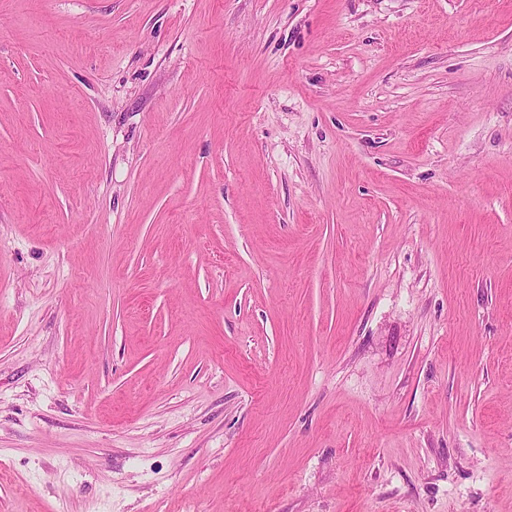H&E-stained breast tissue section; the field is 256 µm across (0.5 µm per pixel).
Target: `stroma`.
Returning a JSON list of instances; mask_svg holds the SVG:
<instances>
[{
	"label": "stroma",
	"mask_w": 512,
	"mask_h": 512,
	"mask_svg": "<svg viewBox=\"0 0 512 512\" xmlns=\"http://www.w3.org/2000/svg\"><path fill=\"white\" fill-rule=\"evenodd\" d=\"M0 512H512V0H0Z\"/></svg>",
	"instance_id": "35a3bbf8"
}]
</instances>
